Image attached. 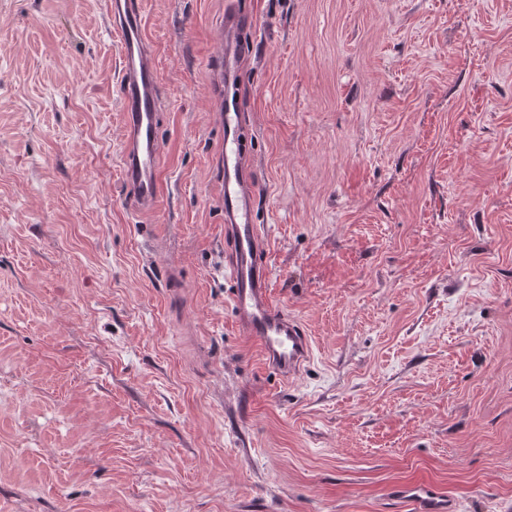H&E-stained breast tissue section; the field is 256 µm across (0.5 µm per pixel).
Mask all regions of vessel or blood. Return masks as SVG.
Segmentation results:
<instances>
[{
    "mask_svg": "<svg viewBox=\"0 0 512 512\" xmlns=\"http://www.w3.org/2000/svg\"><path fill=\"white\" fill-rule=\"evenodd\" d=\"M122 53L117 93L122 105L121 174L129 207L136 213L156 209L162 141V100L154 48L144 33L142 0H102ZM258 33L256 19L235 0L224 11V47L213 62L216 116L224 129V275L229 302L243 335L254 337L265 365L281 378L294 380L310 363L311 341L303 324L280 310L273 299L267 261L268 238L254 214L260 185L246 143L251 117L234 91L247 64V46ZM394 496L413 512H457V502L427 484L395 487Z\"/></svg>",
    "mask_w": 512,
    "mask_h": 512,
    "instance_id": "obj_1",
    "label": "vessel or blood"
}]
</instances>
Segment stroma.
I'll list each match as a JSON object with an SVG mask.
<instances>
[{
    "instance_id": "stroma-1",
    "label": "stroma",
    "mask_w": 512,
    "mask_h": 512,
    "mask_svg": "<svg viewBox=\"0 0 512 512\" xmlns=\"http://www.w3.org/2000/svg\"><path fill=\"white\" fill-rule=\"evenodd\" d=\"M162 196L99 0H0V512H512V0H244L286 383L224 277L226 0H143ZM392 494L410 504L414 512H456L457 502L427 484H405L395 487Z\"/></svg>"
}]
</instances>
